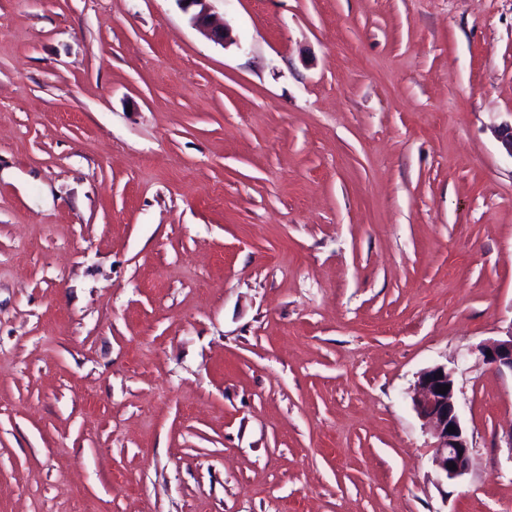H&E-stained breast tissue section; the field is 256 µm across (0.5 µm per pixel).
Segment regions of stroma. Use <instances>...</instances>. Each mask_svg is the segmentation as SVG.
<instances>
[{
    "label": "stroma",
    "instance_id": "35a3bbf8",
    "mask_svg": "<svg viewBox=\"0 0 512 512\" xmlns=\"http://www.w3.org/2000/svg\"><path fill=\"white\" fill-rule=\"evenodd\" d=\"M210 6L0 0V512H512V0ZM181 10L189 15L192 26L202 32L209 40L224 46L228 32L224 25L213 21L209 1L211 0H176ZM487 351L491 355H487ZM481 353L487 364L499 371L509 370L512 374V326L505 336L484 344ZM417 383L412 405L424 429L435 438L432 465L441 477L455 481L469 469L471 447L462 423L452 371L445 365L431 366L419 374ZM445 385L450 389L440 394L439 386ZM449 426H455V433L447 431ZM451 462L456 469H450Z\"/></svg>",
    "mask_w": 512,
    "mask_h": 512
}]
</instances>
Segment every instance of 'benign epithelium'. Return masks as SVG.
Returning <instances> with one entry per match:
<instances>
[{"mask_svg":"<svg viewBox=\"0 0 512 512\" xmlns=\"http://www.w3.org/2000/svg\"><path fill=\"white\" fill-rule=\"evenodd\" d=\"M177 2L189 15L192 26L214 43L225 44L228 32L223 25L213 21L209 0ZM494 134L505 152L512 156V122L499 125ZM481 353L486 363L495 369L512 372V329L505 336L483 345ZM417 383L418 391L412 398V405L424 429L435 438L432 465L440 476L455 481L469 469L471 447L462 423L452 371L444 365L431 366L419 374ZM445 385L450 389L444 394L439 393V387ZM449 426L455 427V432H448ZM453 464L456 465L454 469L451 468Z\"/></svg>","mask_w":512,"mask_h":512,"instance_id":"7a95c632","label":"benign epithelium"}]
</instances>
